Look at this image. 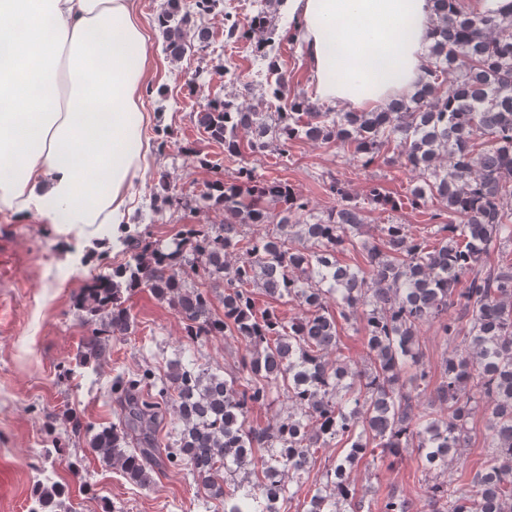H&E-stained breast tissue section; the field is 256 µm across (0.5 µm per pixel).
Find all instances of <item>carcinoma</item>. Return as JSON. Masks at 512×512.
<instances>
[{"instance_id": "obj_1", "label": "carcinoma", "mask_w": 512, "mask_h": 512, "mask_svg": "<svg viewBox=\"0 0 512 512\" xmlns=\"http://www.w3.org/2000/svg\"><path fill=\"white\" fill-rule=\"evenodd\" d=\"M432 2L440 24L430 36L428 78L411 96L374 112H332L304 95L286 112H260L229 98L204 105L197 124L230 158L241 153V130L249 149L274 143L283 157L298 139L369 161L390 148V163L420 171L411 207L427 197L444 206L448 221L436 239L385 224L380 243L367 249V267L343 265L336 253L355 245L367 216L339 180L329 184L339 204L317 216L288 184L257 182L244 171L237 183L214 180L201 196L204 206L224 210L220 227L188 225L165 248L128 238L126 263L83 289L80 307L100 323L80 350L83 367L128 331L125 302L141 288L168 300L190 342L231 335L245 348L235 373L202 368L179 351L160 378L150 368L116 377L120 413L109 426L63 412L73 432L89 435L92 453L132 483H152L146 458L161 447L169 466L224 501V512H277L279 500L301 495L304 512H363L351 472L378 448L383 460L417 454L429 512H512V261L482 265L492 250L512 251V16L462 15L454 0ZM159 26L175 59L209 44L210 32L191 28L180 0H167ZM495 30L501 35L490 36ZM274 49L271 36L258 46L276 97L287 78ZM197 263L224 289L222 317L207 294L187 286L186 267ZM255 288L301 313L285 322L257 312ZM338 317L363 325L368 367L356 369L342 354ZM435 321L453 351L435 399L425 401L431 375L419 336ZM274 394L288 400V415L251 425L252 408ZM480 405L489 411L486 454L463 492L435 478L469 440ZM332 442L346 454L310 479L319 449ZM48 480L34 486L29 512H72L64 487ZM380 512H411V505L390 493Z\"/></svg>"}]
</instances>
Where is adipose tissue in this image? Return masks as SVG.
Returning <instances> with one entry per match:
<instances>
[{
  "label": "adipose tissue",
  "instance_id": "ef3b65f1",
  "mask_svg": "<svg viewBox=\"0 0 512 512\" xmlns=\"http://www.w3.org/2000/svg\"><path fill=\"white\" fill-rule=\"evenodd\" d=\"M320 101L385 107L427 77L432 0H288ZM137 0H0V213L128 223L148 169L142 90L155 74Z\"/></svg>",
  "mask_w": 512,
  "mask_h": 512
}]
</instances>
